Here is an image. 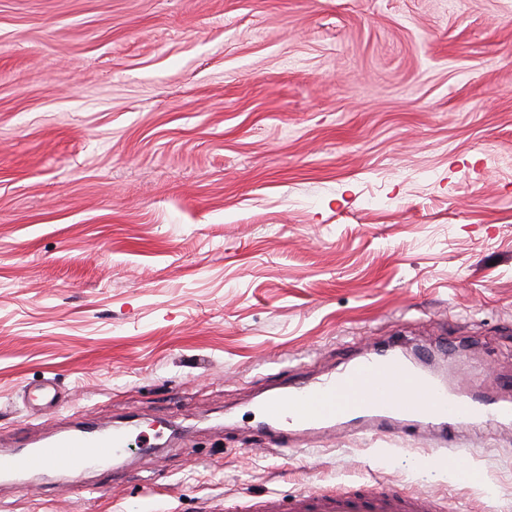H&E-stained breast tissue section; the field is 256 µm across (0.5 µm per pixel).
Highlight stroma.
Here are the masks:
<instances>
[{
    "label": "stroma",
    "mask_w": 512,
    "mask_h": 512,
    "mask_svg": "<svg viewBox=\"0 0 512 512\" xmlns=\"http://www.w3.org/2000/svg\"><path fill=\"white\" fill-rule=\"evenodd\" d=\"M388 343L462 391L512 376V0H0V450L168 423L0 512L357 481L512 512L509 422L273 451L257 397ZM62 397L57 387L48 381L30 392L29 418L33 422L38 421L47 412H55L61 406Z\"/></svg>",
    "instance_id": "1"
}]
</instances>
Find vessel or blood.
I'll return each instance as SVG.
<instances>
[{
    "label": "vessel or blood",
    "instance_id": "1",
    "mask_svg": "<svg viewBox=\"0 0 512 512\" xmlns=\"http://www.w3.org/2000/svg\"><path fill=\"white\" fill-rule=\"evenodd\" d=\"M62 397L53 383L30 393L29 417L38 421L60 407ZM258 413L277 423L278 448H287L300 433H317L341 425H358L378 437L395 436L405 425L440 424L456 431L464 420L495 422L512 417V402L490 395L462 393L412 368L389 348L351 362L336 375L298 381L287 392L260 403ZM142 436L128 429L79 432L54 436L29 449L0 454V477L17 478L65 461L80 475L106 467L113 458L142 444ZM224 512H437L432 501L399 487L366 483L297 493L288 499L270 497L259 502L225 506Z\"/></svg>",
    "mask_w": 512,
    "mask_h": 512
}]
</instances>
